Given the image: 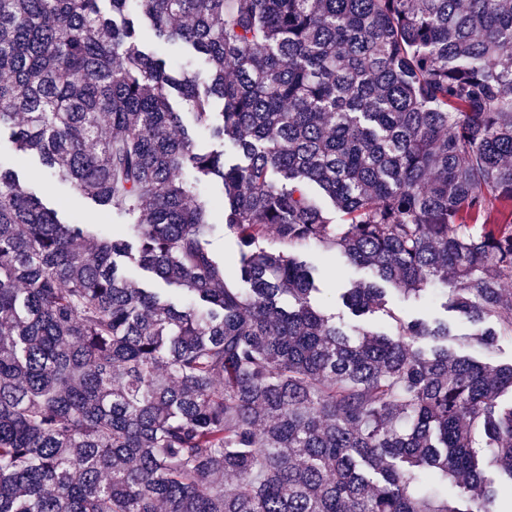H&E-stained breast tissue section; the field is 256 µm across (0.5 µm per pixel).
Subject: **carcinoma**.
<instances>
[{
    "label": "carcinoma",
    "mask_w": 512,
    "mask_h": 512,
    "mask_svg": "<svg viewBox=\"0 0 512 512\" xmlns=\"http://www.w3.org/2000/svg\"><path fill=\"white\" fill-rule=\"evenodd\" d=\"M5 129L128 237L0 168V512H497L491 469L512 492V364L419 346L443 322H336L289 252L369 268L359 315L451 273L512 336V0H0ZM211 247L220 258L224 259L226 267L232 271L231 278L236 280L233 271L238 260V249L233 238L220 232L212 238Z\"/></svg>",
    "instance_id": "1"
}]
</instances>
